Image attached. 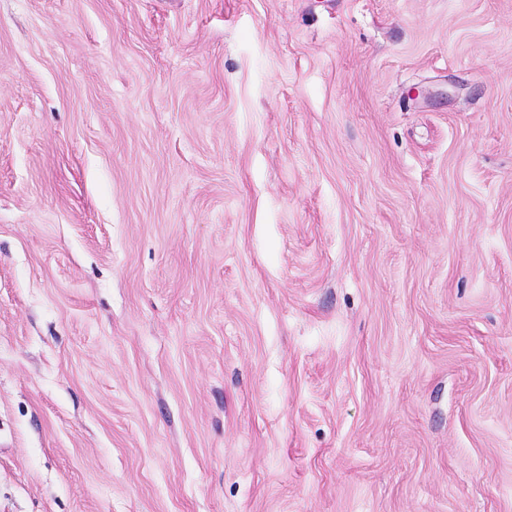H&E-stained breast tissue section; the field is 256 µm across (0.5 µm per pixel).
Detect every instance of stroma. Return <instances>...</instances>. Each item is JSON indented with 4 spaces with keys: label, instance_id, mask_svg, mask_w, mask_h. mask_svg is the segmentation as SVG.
<instances>
[{
    "label": "stroma",
    "instance_id": "35a3bbf8",
    "mask_svg": "<svg viewBox=\"0 0 512 512\" xmlns=\"http://www.w3.org/2000/svg\"><path fill=\"white\" fill-rule=\"evenodd\" d=\"M0 512H512V0H0Z\"/></svg>",
    "mask_w": 512,
    "mask_h": 512
}]
</instances>
